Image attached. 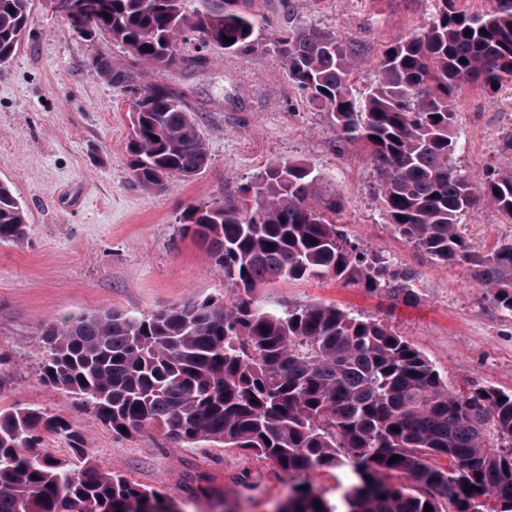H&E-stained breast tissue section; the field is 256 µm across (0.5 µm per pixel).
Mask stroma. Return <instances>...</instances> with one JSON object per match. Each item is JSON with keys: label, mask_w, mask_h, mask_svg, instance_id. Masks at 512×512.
Masks as SVG:
<instances>
[{"label": "stroma", "mask_w": 512, "mask_h": 512, "mask_svg": "<svg viewBox=\"0 0 512 512\" xmlns=\"http://www.w3.org/2000/svg\"><path fill=\"white\" fill-rule=\"evenodd\" d=\"M437 0H258L264 23L250 49L229 52L187 40L190 64L166 72L184 92L209 150L206 169L156 194L133 180L126 151L130 99L96 79L90 58L105 57L135 72L144 67L109 37L88 41L33 0L26 34L0 69V182L23 204L28 234L0 243V408L38 405L80 429L101 465L160 489L182 512H275L288 480L249 452L171 442L146 430L119 438L91 409L40 379L42 328L103 310L149 314L190 297L230 302L224 271L179 217L185 206L233 194L271 163L306 160L340 208L339 227L398 268L418 276L403 301L388 292L334 279L278 282L259 289L272 308L336 305L385 324L448 379L467 390L512 391V314L486 299L464 268L433 263L386 224L363 151L337 135L269 54L272 33L303 27L331 31L355 51L358 88L381 53L408 37ZM460 147L454 165L478 179L486 163L512 166V83L492 98L476 89L457 100ZM461 233L487 249L512 240V221L483 202L464 217Z\"/></svg>", "instance_id": "stroma-1"}]
</instances>
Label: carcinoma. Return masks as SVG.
Returning <instances> with one entry per match:
<instances>
[{"instance_id":"1","label":"carcinoma","mask_w":512,"mask_h":512,"mask_svg":"<svg viewBox=\"0 0 512 512\" xmlns=\"http://www.w3.org/2000/svg\"><path fill=\"white\" fill-rule=\"evenodd\" d=\"M32 0H0V65L22 42ZM83 22L161 74L186 62L179 44L250 46L256 0H72ZM487 34H482V31ZM233 42L227 43L225 39ZM268 51L339 135L360 143L376 201L405 242L461 266L512 312V242L471 246L461 216L478 195L452 164L457 98H492L512 82V0L470 12L438 8L410 38L383 51L367 89L354 85L353 49L330 31L272 35ZM148 101L127 143L133 178L165 192L197 175L208 146L186 97L112 60L91 68ZM308 163L279 160L237 195L190 204L181 230L206 248L234 293L227 305L189 298L147 316L112 311L48 324L41 381L94 410L112 434L157 428L179 444L208 442L267 460L293 494L279 512H512V391L453 390L426 357L386 325L334 305L270 309L256 290L334 278L410 300L417 276L337 229L336 199ZM483 196L512 221V170L489 165ZM27 235L26 211L0 183V242ZM63 436L61 457L46 440ZM400 459L391 463L394 456ZM345 467V510L323 501L313 477ZM398 475L410 483H391ZM0 512H181L160 491L99 466L68 420L39 406L0 408Z\"/></svg>"}]
</instances>
